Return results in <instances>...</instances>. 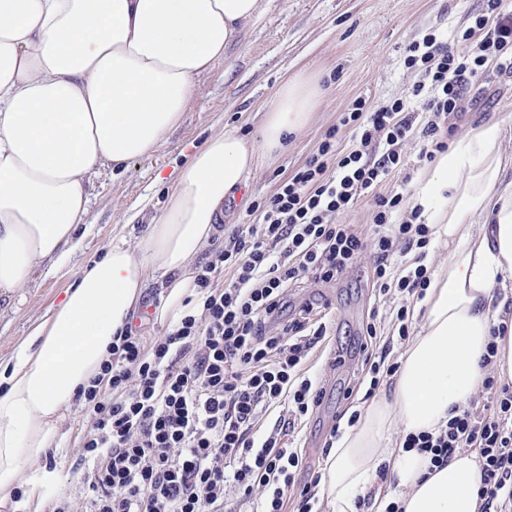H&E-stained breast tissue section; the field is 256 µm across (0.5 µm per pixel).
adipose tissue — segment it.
Instances as JSON below:
<instances>
[{
    "instance_id": "obj_1",
    "label": "adipose tissue",
    "mask_w": 512,
    "mask_h": 512,
    "mask_svg": "<svg viewBox=\"0 0 512 512\" xmlns=\"http://www.w3.org/2000/svg\"><path fill=\"white\" fill-rule=\"evenodd\" d=\"M261 7V0H0V299L38 268L69 260L92 176L157 150ZM320 94L315 76L298 73L277 91L258 138L233 129L209 136L171 180L163 210L136 245H110L102 259L79 266L62 301L16 344L0 370V508L44 512L56 477L23 478L24 464L56 447L63 409L100 373L151 282L162 283L155 322L182 318L196 293L191 263L216 235L225 198L306 126ZM411 205L452 246L392 390L362 410L327 455L326 512H361L358 500L368 494L370 512L395 500L405 512H477L475 454L456 453L435 469L427 454L396 446L393 434L445 425L480 389L489 341L498 344V375L512 379V329L492 337L503 314L493 292L512 279V171L501 124L456 140L420 175Z\"/></svg>"
}]
</instances>
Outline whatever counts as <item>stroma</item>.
Here are the masks:
<instances>
[{
  "label": "stroma",
  "instance_id": "1",
  "mask_svg": "<svg viewBox=\"0 0 512 512\" xmlns=\"http://www.w3.org/2000/svg\"><path fill=\"white\" fill-rule=\"evenodd\" d=\"M264 11L235 36L224 59L201 83L184 122L169 133L154 153L127 168L100 169L85 224L79 225L78 250L63 267L38 269L12 303L0 305V364L15 345L58 303L74 280L75 268L102 257L116 234L135 245L151 216L161 211L169 184L154 180L156 171L170 175L184 165L207 137L226 128L257 137L263 116L280 84L306 72L319 76L324 89L308 124L288 141L282 154L267 160L248 180L235 207L225 210L222 229L247 223L252 206L277 192L316 151L325 133L338 123L356 97L377 102L408 96L417 80L404 65L406 45L429 31L455 36L472 25L483 0H263ZM512 118V77L491 76L481 91L462 101L459 112L441 122L447 142L471 129ZM420 145H404V164L392 171L380 193L414 194L425 166ZM370 256L338 281H308L290 289V312L313 304L327 327L326 339L310 353L306 367L324 388L321 405L288 440L305 459L299 483L311 480L324 465L325 446L335 425L346 424L361 407L358 389L360 349L368 315L375 304L369 288ZM86 431L80 405L62 421V447L54 453L59 477L50 495L73 492L81 477L74 464Z\"/></svg>",
  "mask_w": 512,
  "mask_h": 512
}]
</instances>
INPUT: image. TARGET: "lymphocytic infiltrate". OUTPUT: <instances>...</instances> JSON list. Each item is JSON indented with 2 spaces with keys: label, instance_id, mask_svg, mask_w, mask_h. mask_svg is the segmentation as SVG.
<instances>
[{
  "label": "lymphocytic infiltrate",
  "instance_id": "f902f5d3",
  "mask_svg": "<svg viewBox=\"0 0 512 512\" xmlns=\"http://www.w3.org/2000/svg\"><path fill=\"white\" fill-rule=\"evenodd\" d=\"M405 53L406 67L418 74L412 100L354 99L339 125L350 129L351 149L338 152L339 127L327 131L305 164L258 203L260 223L234 225L198 266L197 297L177 324L151 339L129 327L114 337L101 376L77 396L87 419L84 512H236L239 499L256 490L260 512H313L316 486L297 485L303 458L283 438L320 404L323 389L305 364L327 328L312 323L308 305L283 320L288 290L305 279H340L372 254L378 305L366 324L362 382L365 399L375 397L399 369L391 346L409 337L407 299L426 295L435 233L407 195L377 188L402 165L405 142L422 141V162L447 151L439 121L459 111L467 90L493 73L512 76V11L504 0H485L473 29L451 42L427 34ZM364 198L374 205L368 237L337 221ZM398 252L412 254V263L394 268ZM223 274L227 283L216 287ZM391 299L399 307L381 310ZM386 322L396 336L380 337ZM497 353L490 343L479 396L445 427L402 439L437 467L473 451L478 512H512V384L497 376ZM274 405L286 413L260 433L262 413ZM232 490L237 498H229Z\"/></svg>",
  "mask_w": 512,
  "mask_h": 512
}]
</instances>
